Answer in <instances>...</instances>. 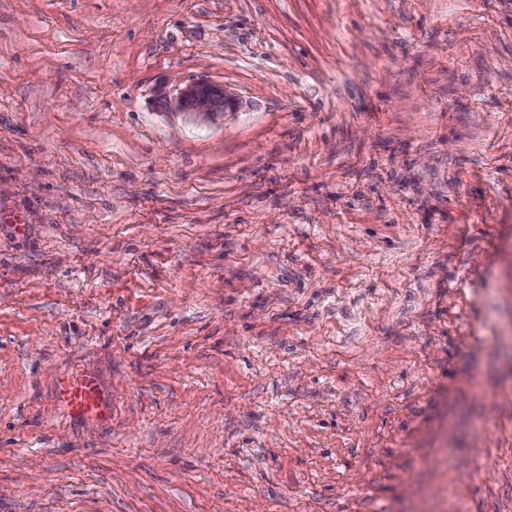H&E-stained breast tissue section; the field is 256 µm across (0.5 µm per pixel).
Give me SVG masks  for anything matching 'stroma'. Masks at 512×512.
<instances>
[{
    "label": "stroma",
    "mask_w": 512,
    "mask_h": 512,
    "mask_svg": "<svg viewBox=\"0 0 512 512\" xmlns=\"http://www.w3.org/2000/svg\"><path fill=\"white\" fill-rule=\"evenodd\" d=\"M464 507L512 512V0H0V512ZM173 102L177 110L205 119L224 116V113L235 112L239 108V98L234 93L204 82L186 84L177 89ZM64 409L75 416L98 415L102 410V398L95 377L84 369H75L60 382Z\"/></svg>",
    "instance_id": "1"
}]
</instances>
